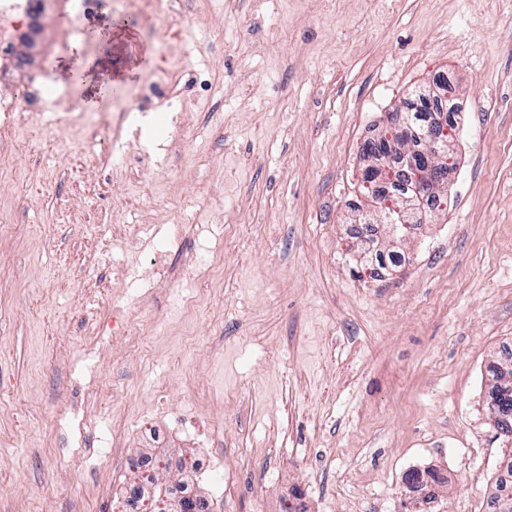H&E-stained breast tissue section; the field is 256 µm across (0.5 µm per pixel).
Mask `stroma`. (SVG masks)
Masks as SVG:
<instances>
[{"label": "stroma", "mask_w": 512, "mask_h": 512, "mask_svg": "<svg viewBox=\"0 0 512 512\" xmlns=\"http://www.w3.org/2000/svg\"><path fill=\"white\" fill-rule=\"evenodd\" d=\"M44 0L40 47L0 79L43 73L80 119L44 112L0 139V512H100L103 476L150 453L92 458L115 414L168 434L211 512H413L408 472H439L433 512H485L500 442L488 369L512 345V0ZM461 110L448 208L356 266L367 138L436 76ZM182 100V145L164 122ZM110 136L117 157L86 143ZM170 224H220L224 264L199 309L151 287ZM161 380L164 395L152 382ZM83 425L75 434L72 423Z\"/></svg>", "instance_id": "stroma-1"}]
</instances>
